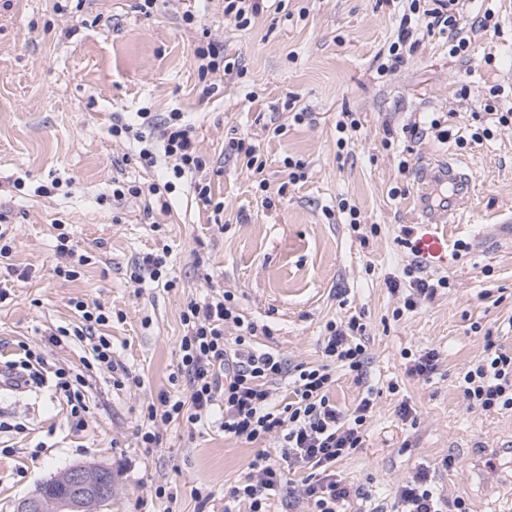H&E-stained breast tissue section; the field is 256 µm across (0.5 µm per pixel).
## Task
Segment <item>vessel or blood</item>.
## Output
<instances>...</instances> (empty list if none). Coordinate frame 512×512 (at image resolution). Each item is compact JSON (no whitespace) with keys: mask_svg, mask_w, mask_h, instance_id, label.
Wrapping results in <instances>:
<instances>
[{"mask_svg":"<svg viewBox=\"0 0 512 512\" xmlns=\"http://www.w3.org/2000/svg\"><path fill=\"white\" fill-rule=\"evenodd\" d=\"M473 195V181L463 167L445 161L420 175L417 200L426 221L411 235V247L425 266L448 265L451 223L448 216L457 214Z\"/></svg>","mask_w":512,"mask_h":512,"instance_id":"1","label":"vessel or blood"}]
</instances>
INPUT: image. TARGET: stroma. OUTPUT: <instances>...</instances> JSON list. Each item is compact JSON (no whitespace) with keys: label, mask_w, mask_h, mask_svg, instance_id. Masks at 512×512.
<instances>
[{"label":"stroma","mask_w":512,"mask_h":512,"mask_svg":"<svg viewBox=\"0 0 512 512\" xmlns=\"http://www.w3.org/2000/svg\"><path fill=\"white\" fill-rule=\"evenodd\" d=\"M135 3L0 0V227L14 240L18 270L0 298V363L25 345L52 364L79 365L88 342L53 346L47 337L78 323L74 301L93 299L124 312L104 332L115 360L141 379L140 387L120 388L115 373L94 371L81 429L52 387L0 389V418L25 426L0 434L11 448L0 453V512H14L20 499L77 464L111 470L116 491L103 512H198L196 487L214 493L207 512H224V491L244 481L254 447L214 425L192 433L181 424L160 427L155 448L142 447L139 433L149 403L185 389L177 378L185 300L227 291L248 321L269 329L263 345L294 365L320 360L328 321L366 323L363 382L340 369L331 392L350 411L365 392L375 398L363 447L336 465L358 491L350 512L389 504L394 485L423 467L472 512H512V458L481 467L487 450L512 444V414L467 409L458 388L487 339L512 350V244L491 234L494 225L512 224V126L495 124L484 109L493 85L504 89L500 109L512 107V24L504 22L512 0H461L469 62L449 58L446 35L423 31L416 51L385 76L376 69L397 37L402 0H267L244 29L225 17L224 0H155L148 15ZM488 8L494 32L475 25ZM187 11L196 23L184 22ZM205 32L239 59L244 77L199 80L191 51ZM288 101L293 109H285ZM142 110L184 113L210 163L221 213L187 187L170 197L166 213L148 211L141 198L113 204V180L141 182L146 173L135 142L113 137L112 124L134 122ZM297 111L302 121H294ZM344 112L356 113L361 127L340 149L336 122ZM274 118L282 134L269 132ZM433 118L447 138L400 133ZM480 126L492 136L471 142ZM388 127L397 132L389 148ZM233 134L251 137L270 192L258 190L239 160L225 158ZM461 136L467 144H458ZM289 156L304 163L303 179L292 185L283 165ZM450 158L471 174L474 193L447 267L421 272L449 285L406 311L411 255L402 240L423 221L419 173ZM43 186L48 194H40ZM343 201L377 233L353 232ZM60 224L90 258L73 281L55 273ZM481 229L489 237L477 250L472 233ZM164 249L175 287L131 280L138 258ZM430 350L436 370L409 376L407 355ZM403 402L414 422L399 418ZM447 455L456 464L446 470ZM159 485L167 498L155 497Z\"/></svg>","instance_id":"stroma-1"}]
</instances>
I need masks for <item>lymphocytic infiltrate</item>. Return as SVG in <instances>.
Segmentation results:
<instances>
[{
    "label": "lymphocytic infiltrate",
    "instance_id": "lymphocytic-infiltrate-1",
    "mask_svg": "<svg viewBox=\"0 0 512 512\" xmlns=\"http://www.w3.org/2000/svg\"><path fill=\"white\" fill-rule=\"evenodd\" d=\"M422 0H407L399 22L398 36L388 48L378 75L394 72L407 53L419 45L414 23L424 20L427 31H439L448 37L450 58L466 60L469 41L459 26L457 0H434L425 9ZM139 126L114 123L115 137L134 139L138 161L144 169L157 166L159 157L171 159L172 165L163 179L148 183L117 181L112 185V199L120 202L141 196L165 202L185 180H192L196 199L211 205V187L202 180L207 163L201 155L191 126L182 113L170 112L160 117L152 112L140 115ZM83 323L68 329L58 328L49 334L51 344L64 338L89 340L91 358L82 369L50 367L44 354L25 351L23 357L6 364L5 374L19 386L43 384L53 380L56 392L62 393L77 426H84L89 407L85 390L93 368L118 371L112 356V339L94 335L95 327L111 322L99 303L76 301ZM184 333L180 338L178 370L187 380L186 393L160 394L157 403L148 404L145 415L150 423L141 432L144 447H157L158 426L178 422L188 430L218 419L225 437L256 445L246 479L227 492L228 502L246 501L248 512H268L271 496L287 490L289 496L306 501L311 512H342L352 492L338 479L336 463L363 445L365 427L374 403L362 398L352 413L338 409L330 397L337 369L353 373L355 380L365 374L366 356L361 337L365 326L357 318L342 323L330 322L322 341V361L315 365H289L279 353L255 349L253 323L245 320L230 294L200 302L189 300L180 314ZM238 328L235 338L224 335L226 325ZM287 384L289 400L274 402V388ZM459 388L467 408L485 411H512V351L488 349L485 356L467 367ZM278 438L279 457H272L263 444ZM296 472L301 480L287 484V472ZM397 512H469L463 498L448 499L421 471L394 487Z\"/></svg>",
    "mask_w": 512,
    "mask_h": 512
}]
</instances>
